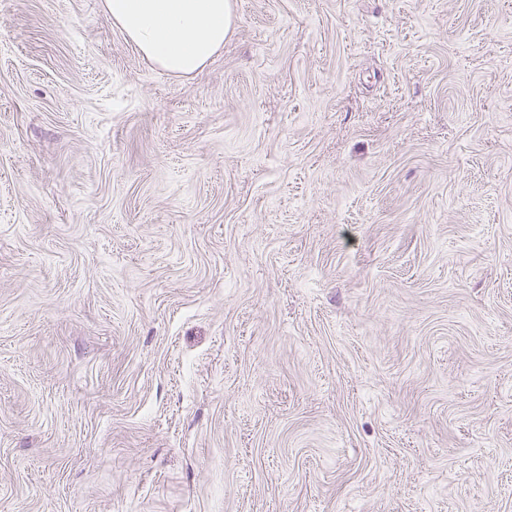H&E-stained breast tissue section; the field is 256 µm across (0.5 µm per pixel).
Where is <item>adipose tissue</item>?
Returning <instances> with one entry per match:
<instances>
[{"mask_svg":"<svg viewBox=\"0 0 512 512\" xmlns=\"http://www.w3.org/2000/svg\"><path fill=\"white\" fill-rule=\"evenodd\" d=\"M104 7L143 58L175 76L202 70L235 23V0H104Z\"/></svg>","mask_w":512,"mask_h":512,"instance_id":"adipose-tissue-1","label":"adipose tissue"}]
</instances>
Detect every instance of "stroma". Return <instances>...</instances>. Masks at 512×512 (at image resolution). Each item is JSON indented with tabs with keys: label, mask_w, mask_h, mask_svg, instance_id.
<instances>
[{
	"label": "stroma",
	"mask_w": 512,
	"mask_h": 512,
	"mask_svg": "<svg viewBox=\"0 0 512 512\" xmlns=\"http://www.w3.org/2000/svg\"><path fill=\"white\" fill-rule=\"evenodd\" d=\"M235 3L0 0V512H512V0ZM104 7L143 58L175 76L202 70L235 23L234 0H104Z\"/></svg>",
	"instance_id": "1"
}]
</instances>
